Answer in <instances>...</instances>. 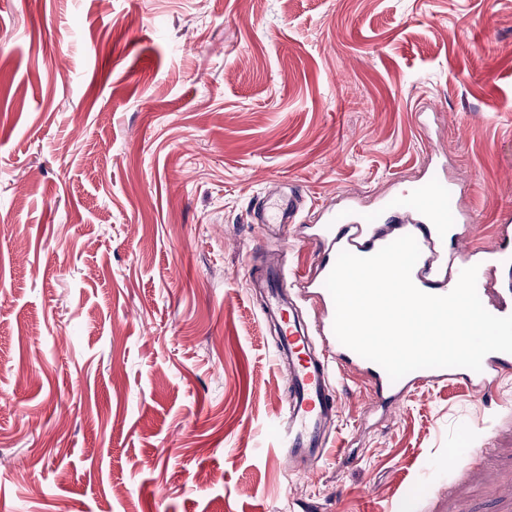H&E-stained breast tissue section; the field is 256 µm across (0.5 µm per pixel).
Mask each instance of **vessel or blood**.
Masks as SVG:
<instances>
[{
	"instance_id": "obj_1",
	"label": "vessel or blood",
	"mask_w": 512,
	"mask_h": 512,
	"mask_svg": "<svg viewBox=\"0 0 512 512\" xmlns=\"http://www.w3.org/2000/svg\"><path fill=\"white\" fill-rule=\"evenodd\" d=\"M257 204L260 221L270 225L294 224L299 209L295 198L278 197L263 192ZM323 222L307 238L317 251L318 277L293 272L270 261L263 274L251 277L249 290L262 296L263 319L287 317L281 331L275 357L288 382V395L279 418L275 439L289 461L300 460L308 475H315L326 446V431L337 419L339 402L329 386L338 373L348 368L362 372L376 403L388 407L402 401L420 383L464 378L472 391L484 394L503 372L512 369V353L492 352L482 362L481 371L466 368H433L413 371L398 381H391L378 364L344 346L333 332L335 305L325 286L340 251L369 257L399 237L413 236L420 257L412 271V280L421 291L432 295L449 293L458 281L448 271V219L458 224L457 239H465L477 222L472 212H456L454 192L440 177L427 179L418 188L402 192L381 206L378 213L355 221L351 212L333 206L322 209ZM502 246L490 262H475L468 257L460 268L477 267V292L485 298V308L493 315H512V215L500 219ZM319 300L320 312L314 321L301 320L298 311L304 303Z\"/></svg>"
}]
</instances>
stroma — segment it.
<instances>
[{
    "label": "stroma",
    "mask_w": 512,
    "mask_h": 512,
    "mask_svg": "<svg viewBox=\"0 0 512 512\" xmlns=\"http://www.w3.org/2000/svg\"><path fill=\"white\" fill-rule=\"evenodd\" d=\"M432 159L494 249L512 0H0V512H512V376L347 372L314 477L272 446L247 284L319 258L256 194L369 213Z\"/></svg>",
    "instance_id": "stroma-1"
}]
</instances>
